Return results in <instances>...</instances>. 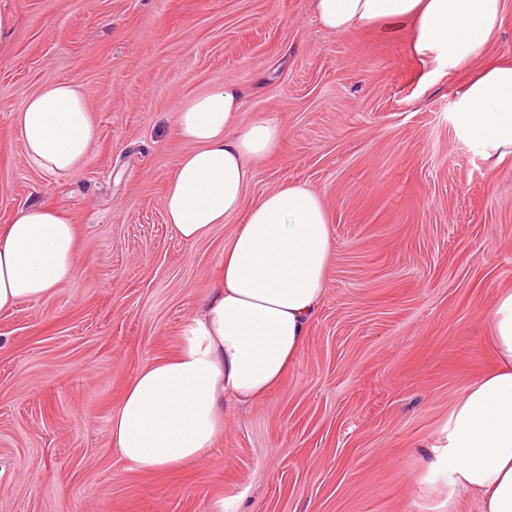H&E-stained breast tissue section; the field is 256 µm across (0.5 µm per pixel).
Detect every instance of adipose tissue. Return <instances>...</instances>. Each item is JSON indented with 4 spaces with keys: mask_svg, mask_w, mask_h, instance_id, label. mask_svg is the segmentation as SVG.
Masks as SVG:
<instances>
[{
    "mask_svg": "<svg viewBox=\"0 0 512 512\" xmlns=\"http://www.w3.org/2000/svg\"><path fill=\"white\" fill-rule=\"evenodd\" d=\"M318 23L345 32L408 20L412 49L453 69H469L455 126L485 159L512 155V61L473 68L496 35L503 0H311ZM239 86L224 81L181 101L176 134L187 144L163 199L182 241L201 240L243 214L224 250L218 286L182 327L170 356L144 365L110 422L112 447L143 472L208 460L231 403L267 397L301 357L325 290L333 248L327 208L296 184L245 205L254 165L282 141L275 119L242 124ZM14 124L31 165L52 178L87 158L95 124L82 85L49 82L22 95ZM75 227L54 208L31 203L0 226V311L40 300L72 281ZM496 365L469 383L444 428L437 463L448 495L477 497L482 512H512V291L491 311Z\"/></svg>",
    "mask_w": 512,
    "mask_h": 512,
    "instance_id": "obj_1",
    "label": "adipose tissue"
}]
</instances>
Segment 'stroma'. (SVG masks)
<instances>
[{"instance_id":"1","label":"stroma","mask_w":512,"mask_h":512,"mask_svg":"<svg viewBox=\"0 0 512 512\" xmlns=\"http://www.w3.org/2000/svg\"><path fill=\"white\" fill-rule=\"evenodd\" d=\"M0 55V225L39 202L74 224L80 268L0 312V512H480L431 474L465 387L495 364L489 314L512 290V156L455 128L462 69L416 56L409 23L333 33L311 0H11ZM233 80L278 151L245 194L303 183L329 212L325 292L298 363L231 407L210 460L156 473L112 449L139 369L168 356L211 294L235 215L179 240L163 197L187 146L186 96ZM80 82L97 135L42 176L13 114Z\"/></svg>"}]
</instances>
